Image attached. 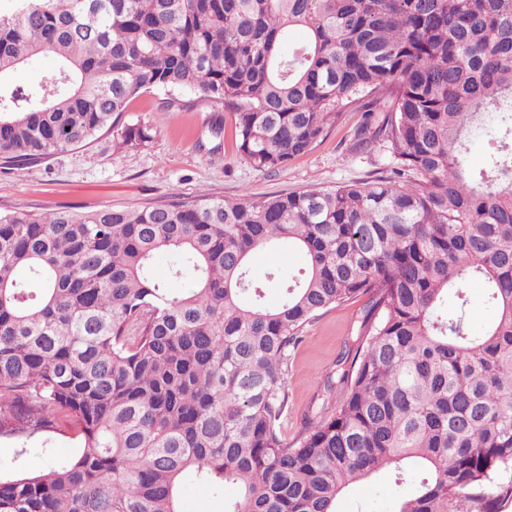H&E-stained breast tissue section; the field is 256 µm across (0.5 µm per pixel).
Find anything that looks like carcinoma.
Instances as JSON below:
<instances>
[{
    "label": "carcinoma",
    "instance_id": "1",
    "mask_svg": "<svg viewBox=\"0 0 512 512\" xmlns=\"http://www.w3.org/2000/svg\"><path fill=\"white\" fill-rule=\"evenodd\" d=\"M305 43L286 47L294 27ZM51 55L37 86L12 81ZM154 88L230 113L265 172L347 112L390 174L134 210L0 211V440L78 439L69 462L0 478V512H337L384 468L424 470L400 512H498L512 487V0H12L0 11V160L33 163L113 127ZM497 140L468 168L471 138ZM150 139L127 127L117 146ZM290 247L252 278L253 255ZM170 254L175 293L154 278ZM275 282L283 300L264 302ZM495 319L472 331L467 292ZM366 303L333 395L292 442L290 348ZM271 265L279 266L288 274L301 265V259L297 254L289 252L288 249H284L276 255L268 253L258 254L254 257L251 264L252 276L257 280L265 281L266 274ZM180 507L182 512H224V504L211 488L195 482L184 486Z\"/></svg>",
    "mask_w": 512,
    "mask_h": 512
}]
</instances>
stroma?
Returning a JSON list of instances; mask_svg holds the SVG:
<instances>
[{
	"label": "stroma",
	"instance_id": "1",
	"mask_svg": "<svg viewBox=\"0 0 512 512\" xmlns=\"http://www.w3.org/2000/svg\"><path fill=\"white\" fill-rule=\"evenodd\" d=\"M181 100L178 108L170 99ZM210 103L191 90L156 88L133 100L120 125L91 142L69 148L25 166L0 162V211H46L60 206L76 210L135 209L202 193L216 198L248 194L260 199L280 193L330 188L369 179L387 169L383 150L353 151V132L360 113H346L308 153L284 167L253 170L238 154L232 117L221 134H213ZM148 128L150 140L137 149L119 150L114 143L124 127ZM359 305L329 310L307 326L292 349L286 376L289 413L284 436L293 439L301 417L326 396L324 385L335 376L337 361L358 330ZM77 440L57 437L47 447H34L16 457L13 446L0 443V476L35 473L65 463L78 451ZM416 481L397 483L383 470L351 488L339 512H399L415 494Z\"/></svg>",
	"mask_w": 512,
	"mask_h": 512
}]
</instances>
